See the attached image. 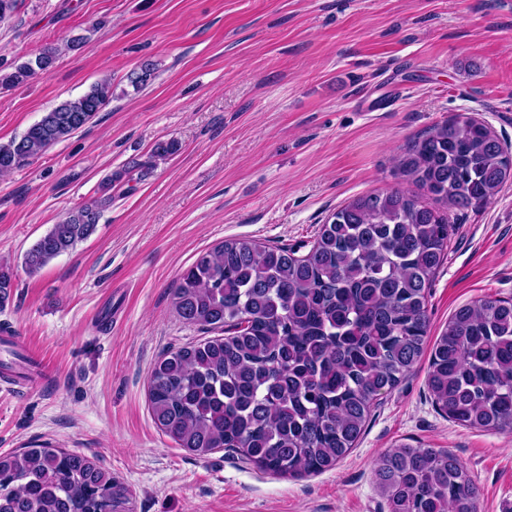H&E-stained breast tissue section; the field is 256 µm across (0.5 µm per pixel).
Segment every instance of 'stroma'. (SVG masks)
Here are the masks:
<instances>
[{"label": "stroma", "mask_w": 512, "mask_h": 512, "mask_svg": "<svg viewBox=\"0 0 512 512\" xmlns=\"http://www.w3.org/2000/svg\"><path fill=\"white\" fill-rule=\"evenodd\" d=\"M52 44L48 72L0 88V143L102 77L113 98L0 177V267L14 278L0 337H29L54 369L40 388L0 389V453L47 444L96 457L130 512H388L374 463L402 445L454 453L479 512L512 501V434L448 420L424 361L335 469L298 479L178 448L147 402L160 356L203 337L173 305L200 252L250 238L307 254L331 213L397 187L396 157L456 113L512 144V0H18L0 22V68ZM147 60L157 76L133 90L127 75ZM168 139L180 151L141 174ZM125 168L96 232L28 275L35 241ZM478 298L512 299V182L453 224L428 296L432 334Z\"/></svg>", "instance_id": "stroma-1"}]
</instances>
